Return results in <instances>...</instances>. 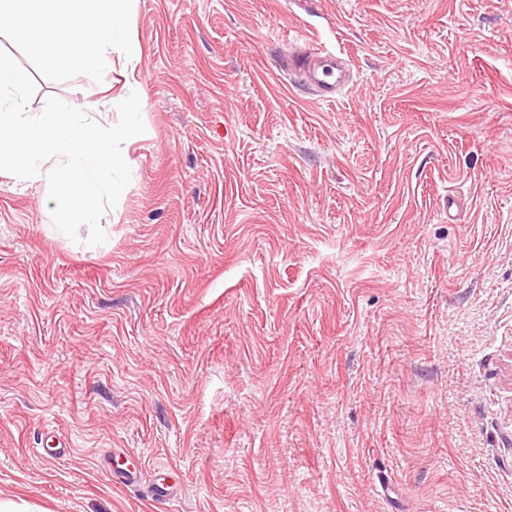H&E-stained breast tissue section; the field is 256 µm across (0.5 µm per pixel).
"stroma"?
<instances>
[{
  "mask_svg": "<svg viewBox=\"0 0 512 512\" xmlns=\"http://www.w3.org/2000/svg\"><path fill=\"white\" fill-rule=\"evenodd\" d=\"M130 15L137 56L97 72L0 31L30 111L106 126L135 92L146 128L98 246L56 233L46 180L0 174V499L512 512V0ZM310 44L351 67L333 100L286 68Z\"/></svg>",
  "mask_w": 512,
  "mask_h": 512,
  "instance_id": "35a3bbf8",
  "label": "stroma"
}]
</instances>
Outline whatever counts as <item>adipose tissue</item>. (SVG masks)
I'll use <instances>...</instances> for the list:
<instances>
[{"label": "adipose tissue", "instance_id": "adipose-tissue-1", "mask_svg": "<svg viewBox=\"0 0 512 512\" xmlns=\"http://www.w3.org/2000/svg\"><path fill=\"white\" fill-rule=\"evenodd\" d=\"M129 0H0V24L31 38L43 63L98 70L113 51L135 52Z\"/></svg>", "mask_w": 512, "mask_h": 512}]
</instances>
